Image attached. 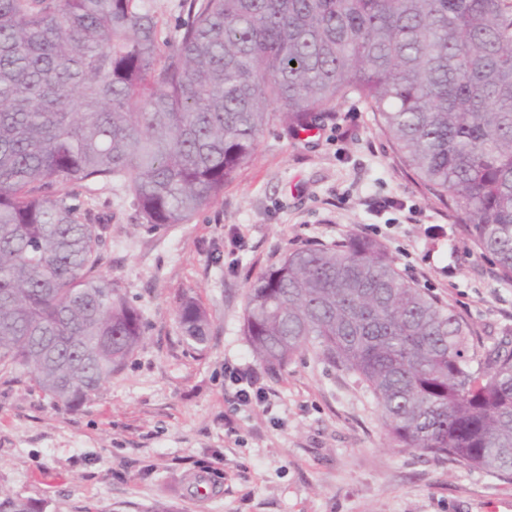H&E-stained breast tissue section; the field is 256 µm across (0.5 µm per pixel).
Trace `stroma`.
<instances>
[{
	"mask_svg": "<svg viewBox=\"0 0 512 512\" xmlns=\"http://www.w3.org/2000/svg\"><path fill=\"white\" fill-rule=\"evenodd\" d=\"M102 227L100 271L141 314L144 339L76 411L24 371H0V493L61 512H512V482L394 447L365 383L315 349L268 370L243 334L250 285L287 253L356 234L479 335L512 339V285L414 180L365 103L316 135L275 125L223 196L185 224L144 223L117 183L68 187ZM197 301L208 339L178 312ZM269 406H241L227 365ZM206 476L207 496L183 494ZM178 315L187 339L195 344L205 343L208 332V319L205 311L195 301L189 299L181 305Z\"/></svg>",
	"mask_w": 512,
	"mask_h": 512,
	"instance_id": "1",
	"label": "stroma"
}]
</instances>
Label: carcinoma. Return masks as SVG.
<instances>
[{"instance_id": "obj_1", "label": "carcinoma", "mask_w": 512, "mask_h": 512, "mask_svg": "<svg viewBox=\"0 0 512 512\" xmlns=\"http://www.w3.org/2000/svg\"><path fill=\"white\" fill-rule=\"evenodd\" d=\"M0 0V368L76 410L140 346L70 183H121L148 224L224 194L275 124L356 97L417 182L512 284V0ZM187 339L208 319L179 309ZM271 368L312 347L366 384L398 448L512 481V346H491L373 240L297 249L247 294ZM0 512H42L0 496ZM159 20L162 39H172L177 33L181 19V0H150Z\"/></svg>"}]
</instances>
